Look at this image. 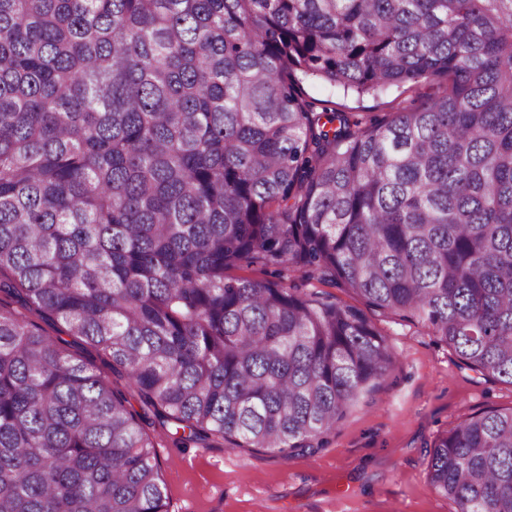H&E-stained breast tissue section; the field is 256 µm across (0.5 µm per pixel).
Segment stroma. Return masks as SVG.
Masks as SVG:
<instances>
[{"mask_svg": "<svg viewBox=\"0 0 512 512\" xmlns=\"http://www.w3.org/2000/svg\"><path fill=\"white\" fill-rule=\"evenodd\" d=\"M432 87L428 80L359 96L301 83L306 99L376 119ZM372 320L398 363L373 403L359 406L315 454L284 459L259 448L182 447L166 429L147 426L159 443L171 512H455L427 479L425 445L463 416L512 407V385L467 368L420 328L379 314Z\"/></svg>", "mask_w": 512, "mask_h": 512, "instance_id": "obj_1", "label": "stroma"}]
</instances>
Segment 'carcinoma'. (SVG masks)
Instances as JSON below:
<instances>
[{
    "mask_svg": "<svg viewBox=\"0 0 512 512\" xmlns=\"http://www.w3.org/2000/svg\"><path fill=\"white\" fill-rule=\"evenodd\" d=\"M303 78L444 83L378 120ZM0 291V512H170L146 416L31 314L182 444L322 448L396 364L368 310L512 385V0H0ZM428 456L512 512V407ZM30 318L50 336L60 340L75 357L107 372L114 387H118L124 391L130 408L136 412L142 413V403L138 393L127 388L125 378L122 374L112 373V369L107 365L104 357L97 351L87 346L79 338L68 335L65 328L58 323H53L48 319H43L34 314L30 315Z\"/></svg>",
    "mask_w": 512,
    "mask_h": 512,
    "instance_id": "carcinoma-1",
    "label": "carcinoma"
}]
</instances>
